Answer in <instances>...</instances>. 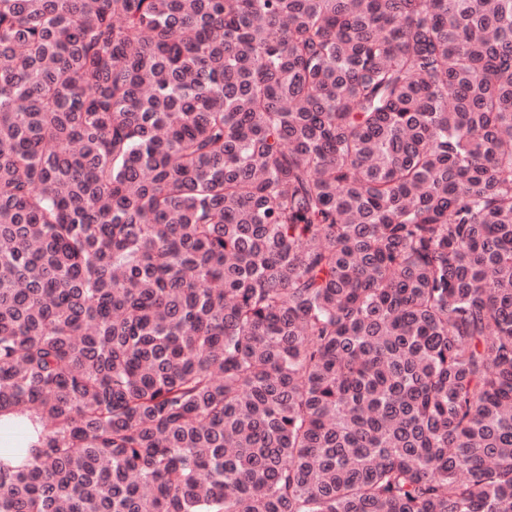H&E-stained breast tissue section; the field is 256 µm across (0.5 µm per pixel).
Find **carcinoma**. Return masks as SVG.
Masks as SVG:
<instances>
[{"mask_svg": "<svg viewBox=\"0 0 512 512\" xmlns=\"http://www.w3.org/2000/svg\"><path fill=\"white\" fill-rule=\"evenodd\" d=\"M0 512H512V0H0ZM2 424L10 425L2 427ZM34 424L25 417L6 414L0 420V458L12 456V448H27L35 443ZM23 444V446H22Z\"/></svg>", "mask_w": 512, "mask_h": 512, "instance_id": "obj_1", "label": "carcinoma"}]
</instances>
